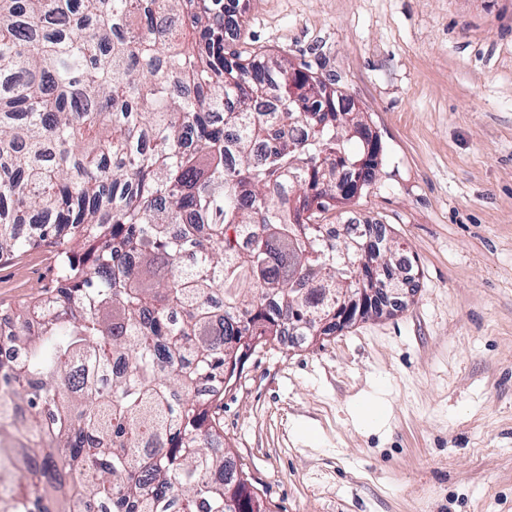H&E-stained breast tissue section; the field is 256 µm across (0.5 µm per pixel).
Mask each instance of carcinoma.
<instances>
[{
  "mask_svg": "<svg viewBox=\"0 0 512 512\" xmlns=\"http://www.w3.org/2000/svg\"><path fill=\"white\" fill-rule=\"evenodd\" d=\"M224 46L213 0H0V258L57 247L0 359L4 512H263L215 403L257 347L406 288L380 224L330 240L364 120ZM376 280L358 277L356 262ZM42 315L31 330L34 315Z\"/></svg>",
  "mask_w": 512,
  "mask_h": 512,
  "instance_id": "carcinoma-1",
  "label": "carcinoma"
}]
</instances>
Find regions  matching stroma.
<instances>
[{"mask_svg": "<svg viewBox=\"0 0 512 512\" xmlns=\"http://www.w3.org/2000/svg\"><path fill=\"white\" fill-rule=\"evenodd\" d=\"M229 50L365 111L376 177L329 224H381L398 311L256 350L217 411L264 512H512V0H239ZM55 248L0 259V316Z\"/></svg>", "mask_w": 512, "mask_h": 512, "instance_id": "1", "label": "stroma"}]
</instances>
